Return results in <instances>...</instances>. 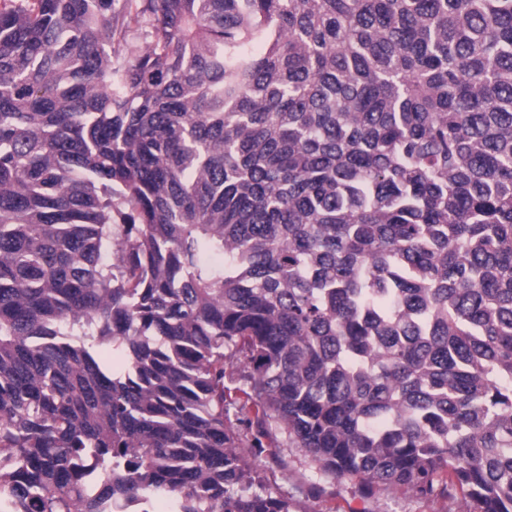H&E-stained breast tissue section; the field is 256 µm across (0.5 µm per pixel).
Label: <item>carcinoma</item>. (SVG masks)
I'll return each instance as SVG.
<instances>
[{
  "instance_id": "carcinoma-1",
  "label": "carcinoma",
  "mask_w": 512,
  "mask_h": 512,
  "mask_svg": "<svg viewBox=\"0 0 512 512\" xmlns=\"http://www.w3.org/2000/svg\"><path fill=\"white\" fill-rule=\"evenodd\" d=\"M512 512V0H0V512ZM226 417V423L243 438V445L248 444L250 439V433L255 431L257 418L254 413L242 414L238 412L235 405L228 402L224 403V419ZM261 439L264 448L256 459L260 474L266 483L288 492L292 512H465L456 487L440 486L428 495L406 487L362 492L356 480L317 476L299 448H286L278 431L272 429Z\"/></svg>"
}]
</instances>
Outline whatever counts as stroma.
Instances as JSON below:
<instances>
[{
  "label": "stroma",
  "mask_w": 512,
  "mask_h": 512,
  "mask_svg": "<svg viewBox=\"0 0 512 512\" xmlns=\"http://www.w3.org/2000/svg\"><path fill=\"white\" fill-rule=\"evenodd\" d=\"M256 463L266 483L287 491L294 512H464L457 488L420 495L409 488L360 491L357 481L320 477L300 449L289 448L278 431L262 439Z\"/></svg>",
  "instance_id": "obj_1"
}]
</instances>
